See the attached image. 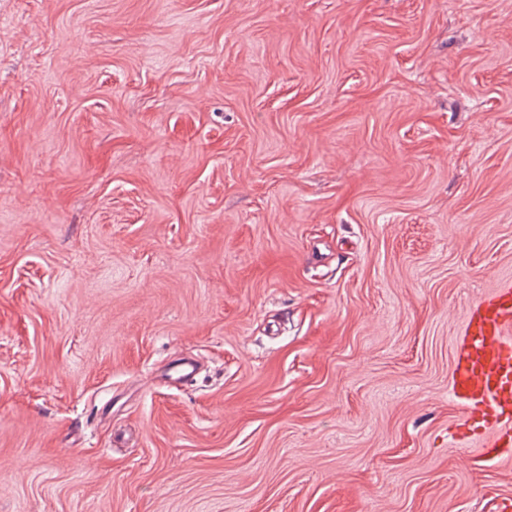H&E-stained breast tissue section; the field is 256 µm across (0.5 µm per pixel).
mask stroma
<instances>
[{
	"mask_svg": "<svg viewBox=\"0 0 512 512\" xmlns=\"http://www.w3.org/2000/svg\"><path fill=\"white\" fill-rule=\"evenodd\" d=\"M506 280L512 0H0V512H492ZM449 397L461 421L448 433L460 448L484 440L476 468L512 457V283L506 282L469 309L455 348Z\"/></svg>",
	"mask_w": 512,
	"mask_h": 512,
	"instance_id": "1",
	"label": "stroma"
}]
</instances>
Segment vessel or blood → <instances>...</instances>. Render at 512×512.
<instances>
[{
    "label": "vessel or blood",
    "mask_w": 512,
    "mask_h": 512,
    "mask_svg": "<svg viewBox=\"0 0 512 512\" xmlns=\"http://www.w3.org/2000/svg\"><path fill=\"white\" fill-rule=\"evenodd\" d=\"M449 397L462 418L448 433L451 445H477L474 467L512 457V283L469 309L457 339Z\"/></svg>",
    "instance_id": "obj_1"
}]
</instances>
